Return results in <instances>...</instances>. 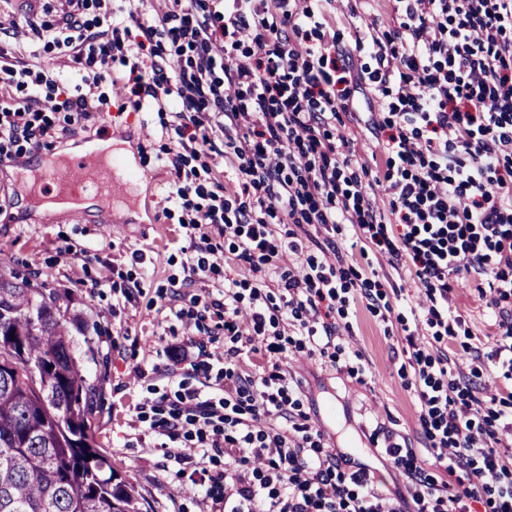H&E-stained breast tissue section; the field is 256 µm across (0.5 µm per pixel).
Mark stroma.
Returning a JSON list of instances; mask_svg holds the SVG:
<instances>
[{
    "instance_id": "stroma-1",
    "label": "stroma",
    "mask_w": 512,
    "mask_h": 512,
    "mask_svg": "<svg viewBox=\"0 0 512 512\" xmlns=\"http://www.w3.org/2000/svg\"><path fill=\"white\" fill-rule=\"evenodd\" d=\"M169 120L166 112L113 109L71 125L55 146L61 153L84 145L107 126L123 131L122 151L135 156L147 174L132 191L139 200L134 211L120 204L110 214L93 205L88 219L78 223L64 209L26 210L18 201V179L11 173L0 176V268L28 280L31 287L56 288L64 294L74 355L88 379L99 385L91 431L113 468L134 486L146 512H212L208 487L178 480L176 473L204 466L220 470L223 459L208 463L196 456L175 462L162 449V437L151 432L142 417L143 407L177 388L169 376L173 363L167 348L198 330L214 328L208 319L201 328H189L171 315L167 304L174 287H183L184 294L173 300L189 310L195 297L206 296L225 277L240 272L227 242L224 266L191 279L190 238L185 229L174 221H150L165 206L169 191L171 175L164 152L168 140L162 135ZM111 216L115 225L104 228V220ZM329 239L335 240L344 267L354 271L342 282L347 309L336 323L358 372L336 370L291 348L282 354L280 365L303 379L301 410L310 424L329 435L352 463L368 467L382 489L394 492L401 489V478L374 447V433L403 436L427 474L440 473L425 447L414 375L405 366L410 333H419L428 351L437 347L433 328L416 323L405 305L424 290L407 268H393L375 246L356 248L351 225H339L330 235L319 232L314 238L302 232L296 235L300 254L316 258ZM297 255L283 254L279 266L291 265ZM484 282V276L474 274L450 283L448 300L461 316L453 328L452 351L485 348L495 341L494 311L479 290ZM376 287L384 292V302L371 308L363 292Z\"/></svg>"
}]
</instances>
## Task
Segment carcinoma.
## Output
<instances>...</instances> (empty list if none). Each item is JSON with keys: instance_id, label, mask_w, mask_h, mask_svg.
<instances>
[{"instance_id": "carcinoma-1", "label": "carcinoma", "mask_w": 512, "mask_h": 512, "mask_svg": "<svg viewBox=\"0 0 512 512\" xmlns=\"http://www.w3.org/2000/svg\"><path fill=\"white\" fill-rule=\"evenodd\" d=\"M59 300L0 271V512H143L95 448L96 390Z\"/></svg>"}]
</instances>
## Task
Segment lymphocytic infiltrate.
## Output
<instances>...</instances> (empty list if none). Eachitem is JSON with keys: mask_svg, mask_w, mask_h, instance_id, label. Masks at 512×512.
Masks as SVG:
<instances>
[{"mask_svg": "<svg viewBox=\"0 0 512 512\" xmlns=\"http://www.w3.org/2000/svg\"><path fill=\"white\" fill-rule=\"evenodd\" d=\"M56 2L23 23L0 9V160L57 141L55 113L78 123L109 111L100 84L121 88L120 111L172 116L160 218L198 235L191 274L219 266L215 234L236 239L247 268L208 304L229 348L201 342L204 358L181 355L187 373L217 371L222 386L182 384L150 405L169 456L223 455V470L197 474L222 491L223 512H472L476 502L512 512V414L476 407L463 359L409 342L424 437L447 478L426 474L389 433L382 452L404 484L392 495L326 446L300 411L291 372L276 364L249 373L236 361L245 347L285 352L284 332L267 330L282 311L297 351L339 363L344 348L328 316L344 271L313 257L279 270L284 245L273 225L353 224L425 288L428 326L448 328L454 317L449 277L485 275L501 335L470 353L512 380V0H375L379 18L356 29L354 49L376 66L350 77L337 65L335 0ZM92 5L95 22L86 18ZM92 62L89 79L82 70ZM370 88L384 104L369 119L380 158L365 183L359 150L336 119L367 102ZM188 151L200 167L189 166ZM215 153L234 177L214 172ZM380 194L389 207L377 205ZM388 224L400 226L397 240L386 238ZM270 278L279 299L261 292ZM239 462L247 472L234 473Z\"/></svg>", "mask_w": 512, "mask_h": 512, "instance_id": "f902f5d3", "label": "lymphocytic infiltrate"}]
</instances>
